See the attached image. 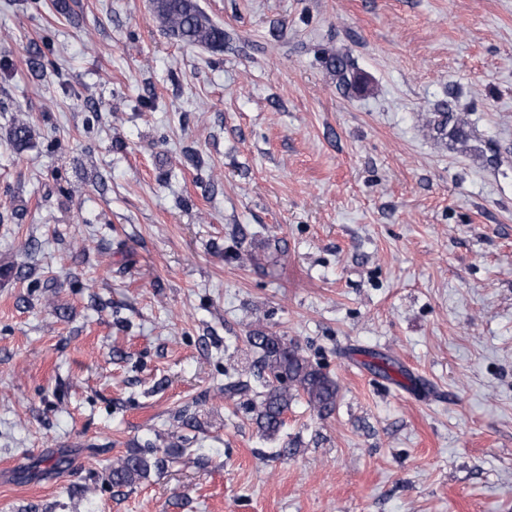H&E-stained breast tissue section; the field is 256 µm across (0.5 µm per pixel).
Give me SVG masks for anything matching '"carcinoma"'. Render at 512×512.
<instances>
[{
    "mask_svg": "<svg viewBox=\"0 0 512 512\" xmlns=\"http://www.w3.org/2000/svg\"><path fill=\"white\" fill-rule=\"evenodd\" d=\"M153 16L161 30L190 47H204L222 52L229 44L224 28L214 23L202 11L198 0H151ZM329 65L343 87L360 88L354 77L355 63L349 58L328 57ZM425 123L437 133L464 136L467 118L442 102L425 113ZM16 148L24 150L31 141L30 126L19 123L10 130ZM258 353L255 367L267 374L268 381L261 392L256 413L258 431L267 437L276 435L284 423V415L297 393H303L308 403L320 411L330 410L336 403V382L314 367L284 338L255 331L247 338ZM158 462L144 454L130 453L112 464L111 479L115 486H131L146 477Z\"/></svg>",
    "mask_w": 512,
    "mask_h": 512,
    "instance_id": "carcinoma-1",
    "label": "carcinoma"
}]
</instances>
